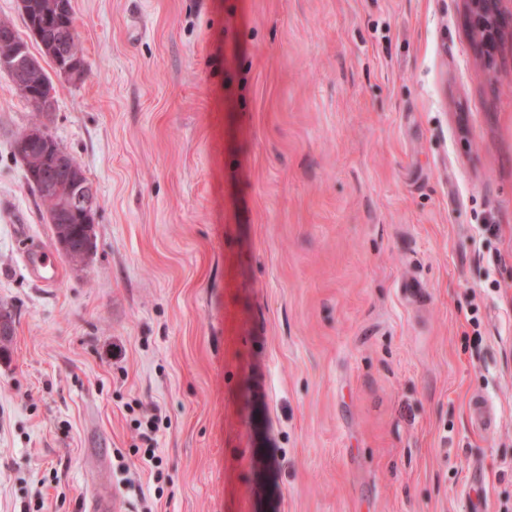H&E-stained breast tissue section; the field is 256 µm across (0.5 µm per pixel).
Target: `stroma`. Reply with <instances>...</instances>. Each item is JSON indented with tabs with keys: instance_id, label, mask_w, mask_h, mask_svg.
<instances>
[{
	"instance_id": "obj_1",
	"label": "stroma",
	"mask_w": 512,
	"mask_h": 512,
	"mask_svg": "<svg viewBox=\"0 0 512 512\" xmlns=\"http://www.w3.org/2000/svg\"><path fill=\"white\" fill-rule=\"evenodd\" d=\"M71 4L96 250L51 288L0 72V512H512V27L488 68L462 0ZM25 265L41 283L54 286L62 278V270L53 254L46 247L26 253ZM157 421V415H151L146 421V429L142 433H140V439L146 445L143 451L142 459L146 464L150 465L151 468L156 469H158L163 462L162 457L157 454V441L156 438L154 437L158 429Z\"/></svg>"
}]
</instances>
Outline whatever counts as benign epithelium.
<instances>
[{
  "instance_id": "benign-epithelium-1",
  "label": "benign epithelium",
  "mask_w": 512,
  "mask_h": 512,
  "mask_svg": "<svg viewBox=\"0 0 512 512\" xmlns=\"http://www.w3.org/2000/svg\"><path fill=\"white\" fill-rule=\"evenodd\" d=\"M467 29L489 66L507 18L500 8L501 0H462ZM71 12L69 0H51L44 21L30 24L31 37L40 43L44 54L35 55L26 40L18 37L14 27L0 24V71L6 73L15 88L26 98L36 100L42 111L55 109L56 93L41 86L44 58L56 62L57 72L80 81L85 65L76 53L74 28L53 23L58 16ZM15 149L23 163H32L30 179L41 195H57L56 208L48 213L51 224L74 222L77 228L58 243V250L68 257L78 253L85 258L95 250L92 224L97 210V191L94 185L78 175L65 150L56 146L43 128L30 127L16 140Z\"/></svg>"
}]
</instances>
